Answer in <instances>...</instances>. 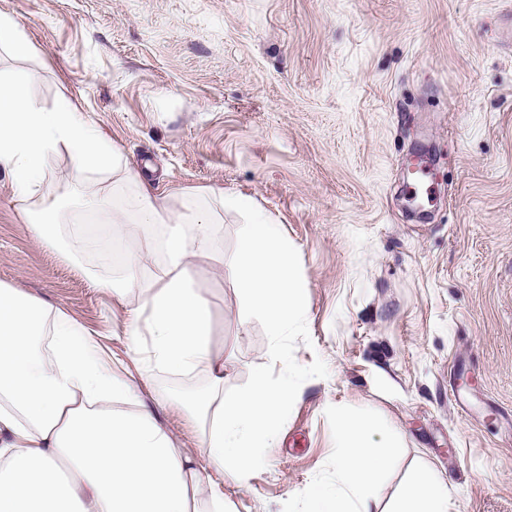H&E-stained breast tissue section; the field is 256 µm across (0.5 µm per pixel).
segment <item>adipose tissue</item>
Returning <instances> with one entry per match:
<instances>
[{
  "mask_svg": "<svg viewBox=\"0 0 512 512\" xmlns=\"http://www.w3.org/2000/svg\"><path fill=\"white\" fill-rule=\"evenodd\" d=\"M75 167L117 173L121 208L98 196L89 244L112 265L114 241L137 243L119 279L96 286L130 299L128 357L109 356L76 320L0 283V512H224V487L265 463L294 395L288 380L256 373L245 393L224 392V355L213 345L207 293L190 277L193 259L218 247L208 208L171 209L146 174L123 162L69 99L37 105L28 78L0 73V170L40 244L58 247L55 210L39 208L59 151ZM206 379L176 394L201 424L202 456L177 446L140 403L127 362ZM334 471L305 499L307 512H376L373 496L389 462L379 426L341 414ZM391 512H448V484L418 470Z\"/></svg>",
  "mask_w": 512,
  "mask_h": 512,
  "instance_id": "obj_1",
  "label": "adipose tissue"
}]
</instances>
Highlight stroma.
<instances>
[{"mask_svg":"<svg viewBox=\"0 0 512 512\" xmlns=\"http://www.w3.org/2000/svg\"><path fill=\"white\" fill-rule=\"evenodd\" d=\"M504 0H0L33 53L44 107L69 98L155 191L251 196L297 249L309 343L322 358L265 467L224 487L226 512H303L336 458V414L369 416L393 456L375 489L388 512L412 471L448 483V512H512V45ZM441 198L407 202L414 149ZM111 180L59 155L44 203L88 202ZM222 247L197 259L224 385L268 361L257 321L222 260L241 217L224 209ZM61 252L34 237L0 172V282L49 301L118 358L128 305L77 236ZM141 394L192 453L196 425L161 398L180 377L141 369Z\"/></svg>","mask_w":512,"mask_h":512,"instance_id":"obj_1","label":"stroma"}]
</instances>
